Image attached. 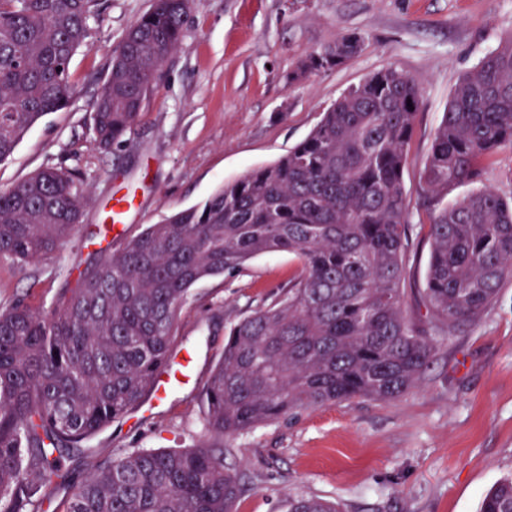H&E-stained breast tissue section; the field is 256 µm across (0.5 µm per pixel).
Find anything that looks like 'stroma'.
Returning a JSON list of instances; mask_svg holds the SVG:
<instances>
[{
	"mask_svg": "<svg viewBox=\"0 0 512 512\" xmlns=\"http://www.w3.org/2000/svg\"><path fill=\"white\" fill-rule=\"evenodd\" d=\"M151 0H103L86 46L71 58L68 106L42 115L0 162V189L39 169L78 170L84 222L54 254L20 262L0 254V310L24 302L50 311L66 280L94 265L114 200H127L121 231L138 234L203 203L303 140L349 88L393 64L422 88L404 172L411 241L406 285L425 283L434 199L420 174L460 79L512 36V0H194L181 45L163 64L128 146L105 152L92 104L112 53ZM362 51L345 66L288 84L287 75L340 34ZM301 270L295 255L258 256L191 289L178 324L179 380L166 401L146 396L92 441L95 461L132 450L192 448L205 439L201 392L224 352L225 329L279 297ZM241 477L236 512H285L291 496H319L343 512H478L512 476V285L473 324L442 339L420 384L386 401L352 399L303 410L217 439Z\"/></svg>",
	"mask_w": 512,
	"mask_h": 512,
	"instance_id": "1",
	"label": "stroma"
}]
</instances>
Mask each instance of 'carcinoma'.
Instances as JSON below:
<instances>
[{"mask_svg": "<svg viewBox=\"0 0 512 512\" xmlns=\"http://www.w3.org/2000/svg\"><path fill=\"white\" fill-rule=\"evenodd\" d=\"M191 4L153 0L126 30L93 102L101 149L128 144ZM99 10L100 0H0V162L41 115L68 105L69 62ZM363 46L361 34L343 33L288 83L337 69ZM420 96L398 67L375 71L274 164L109 244L51 312L23 303L0 310V512H43L64 462L89 456L97 433L152 391L195 283L262 254L293 253L302 272L228 328L202 392L212 437L417 387L434 344L477 321L512 283V198L479 189L432 216L426 316L404 314L403 174ZM505 147L512 150V37L451 92L422 179L435 195L476 183ZM86 198L79 172L62 167L0 190V254L33 262L55 252L82 223ZM68 489L66 512H235L241 483L224 468L223 449L201 443L127 452ZM287 512L340 508L298 497ZM480 512H512V476L487 491Z\"/></svg>", "mask_w": 512, "mask_h": 512, "instance_id": "cac0c4a2", "label": "carcinoma"}]
</instances>
